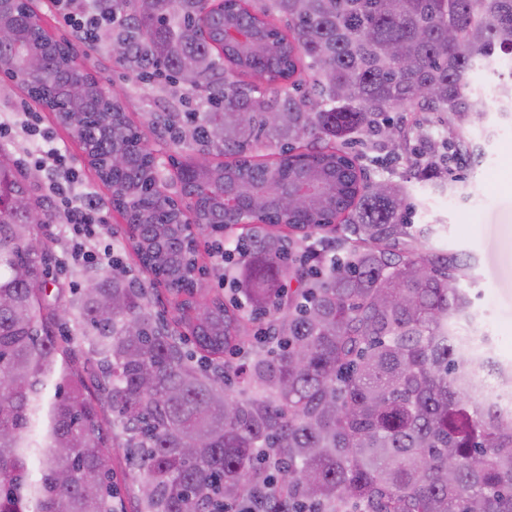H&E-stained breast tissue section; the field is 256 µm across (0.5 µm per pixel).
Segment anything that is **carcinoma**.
Returning a JSON list of instances; mask_svg holds the SVG:
<instances>
[{"label": "carcinoma", "mask_w": 512, "mask_h": 512, "mask_svg": "<svg viewBox=\"0 0 512 512\" xmlns=\"http://www.w3.org/2000/svg\"><path fill=\"white\" fill-rule=\"evenodd\" d=\"M94 2L126 14L114 40L140 79L207 92V111L184 113L174 146L234 160L195 167L182 191L196 198L195 220L215 228L235 220L224 195L239 197L250 244L231 281L252 318L268 319L275 349L252 344L224 302L183 303L174 324L205 353L193 365L182 337L152 315V288L98 279L79 308L106 422L55 335L28 187L0 155V512H124L110 439L137 468V512H269L273 482L288 512H512V412L474 398L486 370L512 395V368H491L484 346L459 333L472 317L459 286L471 265L417 248L406 187L372 180L343 150L354 135L403 137L380 120L396 109L463 121L470 96L492 83L512 112V0ZM3 11L17 38L0 42V58L35 60L40 80L20 85L83 128L90 165L135 222L141 265L171 285L188 279L195 261L159 217L164 185L149 189L148 154L114 176L103 167L113 149L141 140L121 101L105 134L87 122L102 113L96 79L82 105L59 109L69 80L60 48L31 42L23 0ZM302 67L316 75L313 94L253 96L255 83L290 82ZM261 137L281 144L277 160L247 158ZM303 185L311 208L292 215L282 201ZM275 226L304 240L323 232L329 245L341 226L349 247L323 270L305 268ZM233 346L240 362L226 363ZM234 377L243 389L230 394Z\"/></svg>", "instance_id": "obj_1"}]
</instances>
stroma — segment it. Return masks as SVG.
I'll return each instance as SVG.
<instances>
[{"label": "stroma", "mask_w": 512, "mask_h": 512, "mask_svg": "<svg viewBox=\"0 0 512 512\" xmlns=\"http://www.w3.org/2000/svg\"><path fill=\"white\" fill-rule=\"evenodd\" d=\"M29 2L47 32L74 46L86 74L122 98L128 118L139 127L143 141L159 162L164 177L174 180L175 171L168 163L174 149L167 138L148 125L147 120L158 113L204 111L203 97L178 85L140 81L120 59L110 30H102L95 46H87L74 41L59 13L48 7L47 0ZM24 102L38 117L41 128L52 131L64 147L67 161L79 172L83 185L107 200L111 199L112 193L90 167L82 144L72 136L70 129L61 125L47 108L29 102L27 93L12 80L0 77V122L11 128L10 135L0 139V153L20 165L33 201L47 206L53 215L52 220L40 225L36 233L45 243L50 257L47 291L57 311L55 333L60 340L69 343L75 364L91 385L99 373L98 364L90 356L84 340L88 326L73 302L89 279L111 275L112 269L65 262L64 256L71 246V233L65 221L58 217L60 209L45 172L34 163V138L19 111ZM474 104L485 114L484 120L476 124L459 121L445 112L397 110L393 113L394 120L402 122L405 128L422 124L434 145L440 146L449 140L471 145L473 153L465 162L442 161L428 170L403 158L392 159L390 150L377 145L372 137L357 138L348 143L346 149L358 156L374 179L403 181L410 185L412 194L408 204L412 226L419 228L429 223L432 217H439L442 227L436 248L470 258L471 277L462 281L461 286L470 293L475 314L490 312L494 326L487 349L495 361L507 367L512 366V119L503 120L485 97L475 98ZM432 180L448 183V192L428 195V183ZM474 186L480 187V195H470L469 190ZM105 220L102 235L92 238V245L112 244L133 275L142 281H151V274L141 268L130 246L122 211L109 208ZM242 234L243 229L239 226L226 235L199 230L202 240L199 264L205 270L210 297L229 299L231 283L224 277V267L216 250L221 246L235 248Z\"/></svg>", "instance_id": "stroma-1"}]
</instances>
